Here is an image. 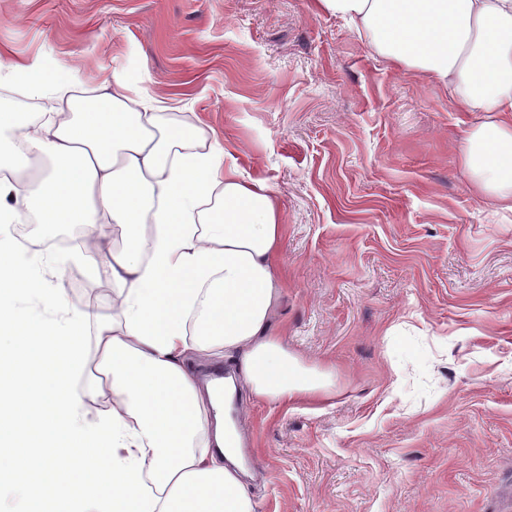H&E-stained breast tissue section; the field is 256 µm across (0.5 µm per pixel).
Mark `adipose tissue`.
<instances>
[{"label": "adipose tissue", "instance_id": "obj_1", "mask_svg": "<svg viewBox=\"0 0 512 512\" xmlns=\"http://www.w3.org/2000/svg\"><path fill=\"white\" fill-rule=\"evenodd\" d=\"M388 61L450 88L469 125L462 158L472 187L512 210V0H316ZM0 492L20 512H255L240 478L239 388L288 403L334 393L333 369L313 365L270 333L283 293L286 226L265 180L170 100L117 77L76 80L66 64L0 61ZM53 101L24 111L26 100ZM46 160L47 176L20 179ZM25 200L43 224H75L83 245L48 255L112 268L119 298L100 324L98 367L112 376V408L88 419L75 375L99 313L47 287L38 257L5 227ZM122 229L105 248L103 229ZM36 295L53 321L20 304ZM229 362L242 379L223 397L194 372ZM105 447L103 456L95 448Z\"/></svg>", "mask_w": 512, "mask_h": 512}]
</instances>
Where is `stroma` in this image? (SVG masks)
I'll use <instances>...</instances> for the list:
<instances>
[{"mask_svg": "<svg viewBox=\"0 0 512 512\" xmlns=\"http://www.w3.org/2000/svg\"><path fill=\"white\" fill-rule=\"evenodd\" d=\"M0 51L192 102L286 224L270 330L318 403L242 402L256 512H512V211L448 88L316 0H0Z\"/></svg>", "mask_w": 512, "mask_h": 512, "instance_id": "1", "label": "stroma"}]
</instances>
